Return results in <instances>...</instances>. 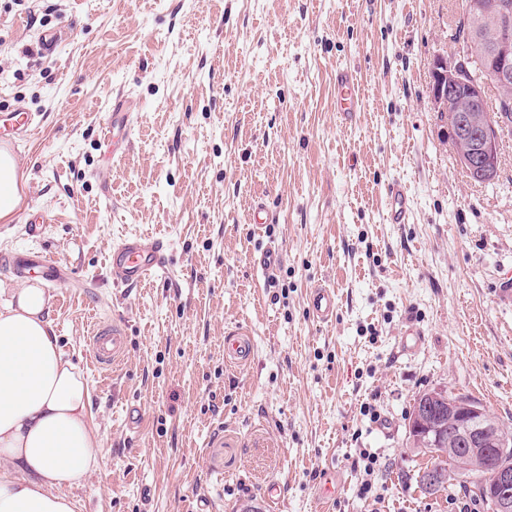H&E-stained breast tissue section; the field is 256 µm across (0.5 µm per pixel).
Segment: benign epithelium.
I'll list each match as a JSON object with an SVG mask.
<instances>
[{"label": "benign epithelium", "instance_id": "obj_1", "mask_svg": "<svg viewBox=\"0 0 512 512\" xmlns=\"http://www.w3.org/2000/svg\"><path fill=\"white\" fill-rule=\"evenodd\" d=\"M469 18L453 40V52L434 61L431 77L435 111L448 124L456 163L482 184L499 174L503 138L484 106L488 86L495 85L505 107L512 106V0H469ZM440 430L470 460L462 478L491 501L493 512H512V464L500 458L507 442L497 421L475 402L436 392L419 395L410 420L413 439L431 446L430 433ZM447 477L439 466L422 472L432 487Z\"/></svg>", "mask_w": 512, "mask_h": 512}]
</instances>
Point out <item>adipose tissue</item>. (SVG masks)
<instances>
[{
  "label": "adipose tissue",
  "instance_id": "1",
  "mask_svg": "<svg viewBox=\"0 0 512 512\" xmlns=\"http://www.w3.org/2000/svg\"><path fill=\"white\" fill-rule=\"evenodd\" d=\"M19 164L0 148V220L20 208ZM38 281H0V512H78L101 459L88 383L59 346Z\"/></svg>",
  "mask_w": 512,
  "mask_h": 512
}]
</instances>
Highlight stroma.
Wrapping results in <instances>:
<instances>
[{
    "instance_id": "35a3bbf8",
    "label": "stroma",
    "mask_w": 512,
    "mask_h": 512,
    "mask_svg": "<svg viewBox=\"0 0 512 512\" xmlns=\"http://www.w3.org/2000/svg\"><path fill=\"white\" fill-rule=\"evenodd\" d=\"M456 0H0V115L23 204L0 223V280L43 255L59 345L85 374L102 440L80 512H462L428 493L413 448L418 395L464 394L512 431V135L501 171L474 184L433 109L430 69L453 47ZM70 35L45 58L38 32ZM349 69L361 111L336 110ZM136 119L104 143L116 96ZM410 194L408 223L385 189ZM265 200L269 221L251 207ZM130 236L167 247L169 278L125 290L109 253ZM279 243L272 276L253 266ZM318 283L336 319L307 310ZM117 319L127 347L97 369L90 328ZM250 335L241 367L228 333ZM415 330L422 347L402 353ZM143 408L138 433L124 408ZM377 456L368 497L361 453ZM339 481L322 497L320 479ZM268 482L283 497L268 505ZM20 115L21 113L10 118H4V120L0 117V121L3 120V127L0 125V141L2 140L4 142L5 136H7L10 141L26 140L30 132V123L29 119L25 116L18 119ZM6 122H9L8 126H6ZM386 208L389 223H408L410 199L397 182L388 183L386 186ZM252 353L253 345L246 338H230L224 343V355L231 363H245Z\"/></svg>"
}]
</instances>
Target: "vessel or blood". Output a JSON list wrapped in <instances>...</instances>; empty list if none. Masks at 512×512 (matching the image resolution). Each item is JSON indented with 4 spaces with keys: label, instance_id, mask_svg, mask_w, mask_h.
I'll return each instance as SVG.
<instances>
[{
    "label": "vessel or blood",
    "instance_id": "vessel-or-blood-1",
    "mask_svg": "<svg viewBox=\"0 0 512 512\" xmlns=\"http://www.w3.org/2000/svg\"><path fill=\"white\" fill-rule=\"evenodd\" d=\"M336 90L337 111H361L362 97L348 69L338 71ZM386 208L389 223H407L410 199L398 183L391 182L386 186ZM109 263L113 280L127 289L141 287L146 281L167 276L169 273L162 241L147 237H128L113 244ZM308 313L316 322H331L336 316L335 289L322 285L312 288ZM90 349L99 368H111L125 354L126 338L123 328L116 324L97 323L91 331ZM252 353L253 346L248 339L231 338L224 343V355L231 363L247 362Z\"/></svg>",
    "mask_w": 512,
    "mask_h": 512
}]
</instances>
